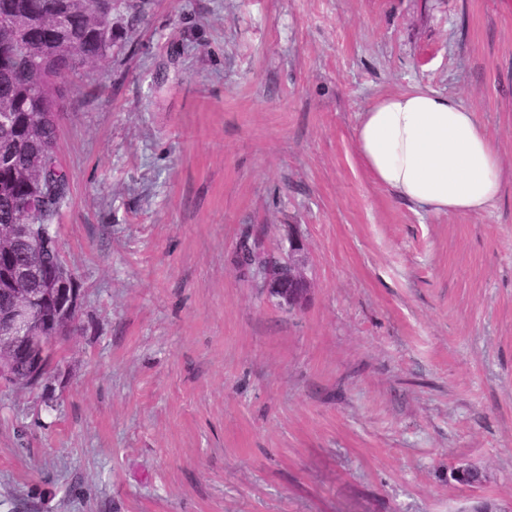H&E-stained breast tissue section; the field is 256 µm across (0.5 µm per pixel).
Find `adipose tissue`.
<instances>
[{
	"instance_id": "adipose-tissue-1",
	"label": "adipose tissue",
	"mask_w": 512,
	"mask_h": 512,
	"mask_svg": "<svg viewBox=\"0 0 512 512\" xmlns=\"http://www.w3.org/2000/svg\"><path fill=\"white\" fill-rule=\"evenodd\" d=\"M355 137L374 180L425 212L477 215L499 196L498 153L456 98L418 87L383 96Z\"/></svg>"
}]
</instances>
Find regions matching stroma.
I'll return each instance as SVG.
<instances>
[{
    "label": "stroma",
    "mask_w": 512,
    "mask_h": 512,
    "mask_svg": "<svg viewBox=\"0 0 512 512\" xmlns=\"http://www.w3.org/2000/svg\"><path fill=\"white\" fill-rule=\"evenodd\" d=\"M128 1L68 79L82 301L50 383L0 384V512H512V0ZM414 85L492 138L489 211H419L360 158V112ZM289 224L292 314L233 262Z\"/></svg>",
    "instance_id": "stroma-1"
}]
</instances>
